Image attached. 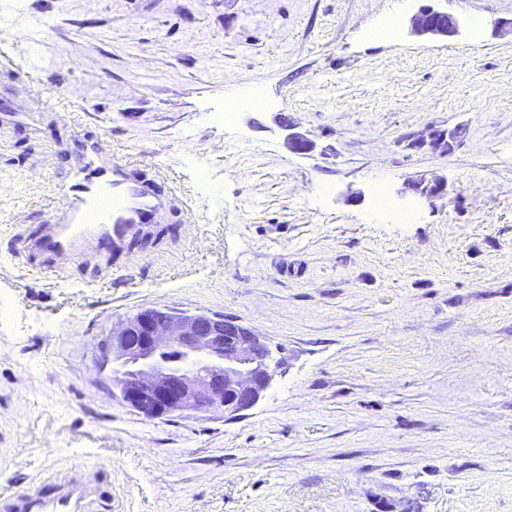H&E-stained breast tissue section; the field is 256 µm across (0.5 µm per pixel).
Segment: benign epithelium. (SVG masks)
<instances>
[{
	"mask_svg": "<svg viewBox=\"0 0 512 512\" xmlns=\"http://www.w3.org/2000/svg\"><path fill=\"white\" fill-rule=\"evenodd\" d=\"M419 36L448 37L458 20L431 7L411 19ZM288 148L312 153L316 143L301 133L288 134ZM447 181L416 182L425 198L447 192ZM101 367H117L121 400L150 418L221 412L234 418L252 407L279 368L267 344L252 330L218 314L168 308L139 310L112 330L102 348Z\"/></svg>",
	"mask_w": 512,
	"mask_h": 512,
	"instance_id": "benign-epithelium-1",
	"label": "benign epithelium"
}]
</instances>
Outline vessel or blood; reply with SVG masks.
<instances>
[{
    "label": "vessel or blood",
    "instance_id": "obj_1",
    "mask_svg": "<svg viewBox=\"0 0 512 512\" xmlns=\"http://www.w3.org/2000/svg\"><path fill=\"white\" fill-rule=\"evenodd\" d=\"M73 153L60 203L21 241L41 272H56L64 258L121 251L174 206L172 193L143 175L134 157L107 155L101 141L89 137L78 140ZM0 512H112V492L104 477L88 480L76 466L31 489L1 492Z\"/></svg>",
    "mask_w": 512,
    "mask_h": 512
}]
</instances>
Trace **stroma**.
<instances>
[{
    "instance_id": "35a3bbf8",
    "label": "stroma",
    "mask_w": 512,
    "mask_h": 512,
    "mask_svg": "<svg viewBox=\"0 0 512 512\" xmlns=\"http://www.w3.org/2000/svg\"><path fill=\"white\" fill-rule=\"evenodd\" d=\"M0 53V490L83 463L112 512H512V0H0ZM87 134L194 217L44 275L18 243ZM146 307L284 365L239 418H145L97 363ZM411 26L418 36L448 38L458 31L459 23L448 12L426 7L412 17Z\"/></svg>"
}]
</instances>
